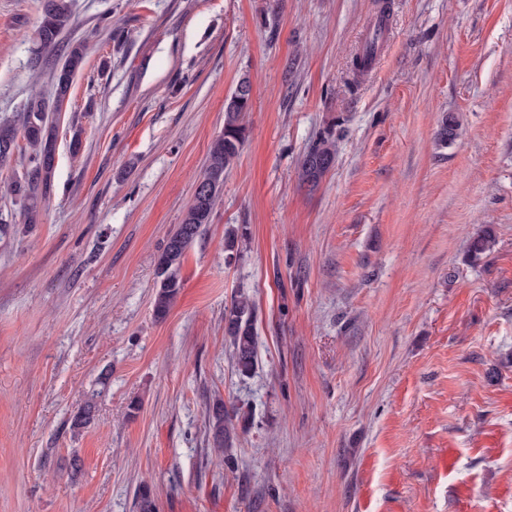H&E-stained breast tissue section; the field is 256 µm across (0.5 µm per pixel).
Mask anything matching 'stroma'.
<instances>
[{
	"label": "stroma",
	"mask_w": 512,
	"mask_h": 512,
	"mask_svg": "<svg viewBox=\"0 0 512 512\" xmlns=\"http://www.w3.org/2000/svg\"><path fill=\"white\" fill-rule=\"evenodd\" d=\"M382 8L388 47L356 75ZM72 11L62 40L88 56L53 115L38 223L9 190L19 160L0 166V512H139L144 483L157 512H512V0ZM41 16L0 0V117L51 94L29 64ZM244 77L246 143L157 319L156 258ZM331 126L312 189L299 162ZM485 227L496 243L470 261ZM241 288L244 379L224 337ZM217 397L251 415L234 472L208 441ZM256 304L252 296L238 291L224 308V335L232 345L231 362L241 378H249L257 365L255 332Z\"/></svg>",
	"instance_id": "obj_1"
}]
</instances>
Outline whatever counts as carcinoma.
Listing matches in <instances>:
<instances>
[{"instance_id":"obj_1","label":"carcinoma","mask_w":512,"mask_h":512,"mask_svg":"<svg viewBox=\"0 0 512 512\" xmlns=\"http://www.w3.org/2000/svg\"><path fill=\"white\" fill-rule=\"evenodd\" d=\"M72 17L70 0H44L40 24L36 30L31 49L30 65L40 69L43 53L60 46V38L70 24ZM87 58V47L82 42L69 43L65 47L64 61L52 72L51 82L56 106L60 107L69 98L74 78L82 70ZM251 107V100L236 104L224 103V129L212 141L209 148L208 165L197 183L207 187L208 196L191 201L184 212L181 224L168 236L166 244L158 255L156 274L159 283L153 302L156 318L167 316L175 302L182 281L180 268L187 250L202 235L206 224L212 220L217 199L224 185V174L240 155L246 142L245 117ZM458 123L453 115L441 119L436 139L442 144L454 140ZM25 143L28 163L21 175L11 185V193L18 197L24 207L25 223L37 224L40 206L50 195L56 168L57 139L54 126L49 121L44 100L32 101L17 118H0V148L11 147L9 154L0 151V164L12 159L20 149L19 142ZM336 158L335 131L327 130L310 145L301 161V179L310 186H316L325 176L327 165ZM247 238V225L241 224L227 232L225 250L229 255L241 253L239 243ZM495 237L486 228L471 240L469 252L477 260L491 250ZM256 304L252 296L240 290L224 308V335L232 345L231 362L234 371L241 378H249L257 365L255 332ZM249 416L238 409H227L224 401L213 402L208 412V423L212 443L216 448L228 449L238 430H247ZM138 507L140 512H156V504L149 485L139 486Z\"/></svg>"}]
</instances>
